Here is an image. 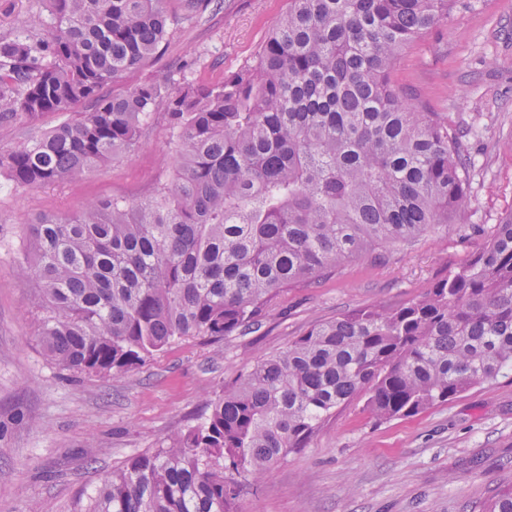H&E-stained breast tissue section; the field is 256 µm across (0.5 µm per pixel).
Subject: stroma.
Returning a JSON list of instances; mask_svg holds the SVG:
<instances>
[{"mask_svg":"<svg viewBox=\"0 0 512 512\" xmlns=\"http://www.w3.org/2000/svg\"><path fill=\"white\" fill-rule=\"evenodd\" d=\"M167 9L176 21L165 56L130 81L170 72L190 53L195 83L223 82L254 59L288 0H220L190 22L179 0ZM393 80L447 118L466 164V216L284 289L258 327L182 338L117 376L47 360L36 332L38 285L17 273V232L39 216H75L93 200L152 195L173 173L164 112L134 152L86 177L31 191L0 177V512H74L130 456L201 422L207 400L259 359L314 324L410 303L482 250L512 215V0H464L402 51ZM510 485L512 371L407 419L376 420L354 399L307 448L241 481L239 503L240 512H482Z\"/></svg>","mask_w":512,"mask_h":512,"instance_id":"35a3bbf8","label":"stroma"}]
</instances>
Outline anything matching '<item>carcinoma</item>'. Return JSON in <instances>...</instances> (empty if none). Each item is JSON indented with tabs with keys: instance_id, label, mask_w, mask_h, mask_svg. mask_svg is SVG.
<instances>
[{
	"instance_id": "obj_1",
	"label": "carcinoma",
	"mask_w": 512,
	"mask_h": 512,
	"mask_svg": "<svg viewBox=\"0 0 512 512\" xmlns=\"http://www.w3.org/2000/svg\"><path fill=\"white\" fill-rule=\"evenodd\" d=\"M167 0H46L0 39V148L16 188L80 179L135 151L159 106L175 152L146 198L87 203L19 230L48 361L118 375L184 336L258 324L284 288L459 220L465 165L438 112L408 102L401 51L458 0H288L255 59L216 85H124L168 40ZM183 18L213 0H181ZM122 89L107 95L109 85ZM90 103L92 108H76ZM48 113L69 118L40 131ZM512 370V215L419 300L314 325L207 403L200 424L128 459L82 512H239L236 477L306 447L360 395L379 420L448 404ZM483 512H512V488Z\"/></svg>"
}]
</instances>
